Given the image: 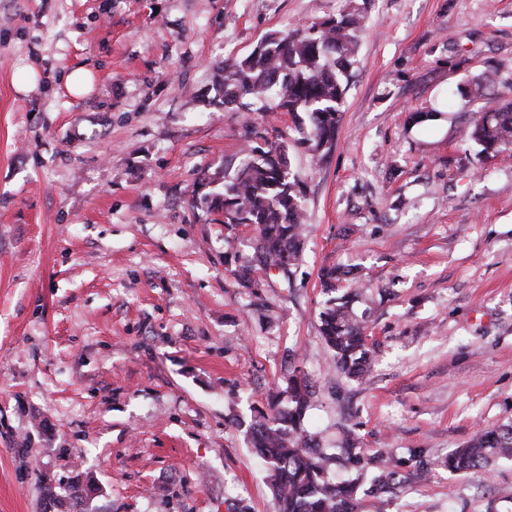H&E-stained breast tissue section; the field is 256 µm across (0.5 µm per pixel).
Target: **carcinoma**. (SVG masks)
<instances>
[{
  "label": "carcinoma",
  "mask_w": 512,
  "mask_h": 512,
  "mask_svg": "<svg viewBox=\"0 0 512 512\" xmlns=\"http://www.w3.org/2000/svg\"><path fill=\"white\" fill-rule=\"evenodd\" d=\"M365 6L352 4L338 16L320 24L301 27L287 35H266L244 58L224 59L221 104L244 112H286L307 116L299 126L303 142L318 161L336 144L344 98L359 47ZM508 65L500 62L457 88L459 103L482 105L471 111L464 138L493 155L512 147V98L487 96ZM191 206L223 217L232 233L241 224L254 227L253 255L234 257L232 270L240 288H258L256 271L291 278L301 253L305 213L302 183L291 173L288 146L268 137V130L246 126L245 154L231 176L206 175L191 197ZM324 343L336 355L338 368L351 378H361L370 361L364 327L348 295L328 300L321 315ZM288 405L275 397L268 410L259 411L246 434L264 462L273 491V512H361L355 497L360 476L371 470V492L380 494L397 484L402 461L382 450L365 456L356 450L352 434L340 452L324 453L303 425L309 405L308 384L297 376L287 379ZM512 459V424L481 429L446 459L456 473L489 472L496 461ZM355 469L359 477L337 480L331 467Z\"/></svg>",
  "instance_id": "1"
}]
</instances>
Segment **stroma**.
Listing matches in <instances>:
<instances>
[{
  "mask_svg": "<svg viewBox=\"0 0 512 512\" xmlns=\"http://www.w3.org/2000/svg\"><path fill=\"white\" fill-rule=\"evenodd\" d=\"M349 0H0V512L45 485L84 512H271L246 424L292 372L327 453L353 430L426 479L362 512H512V462L444 458L512 423V149L478 155L458 84L512 61V0H367L336 145L321 163L279 112L220 104L225 58ZM76 69L92 89L66 85ZM436 119L408 126L409 112ZM305 183L293 284L240 288L232 243L190 205L237 166L246 123ZM346 277L373 352L363 379L321 341L322 269Z\"/></svg>",
  "mask_w": 512,
  "mask_h": 512,
  "instance_id": "stroma-1",
  "label": "stroma"
}]
</instances>
